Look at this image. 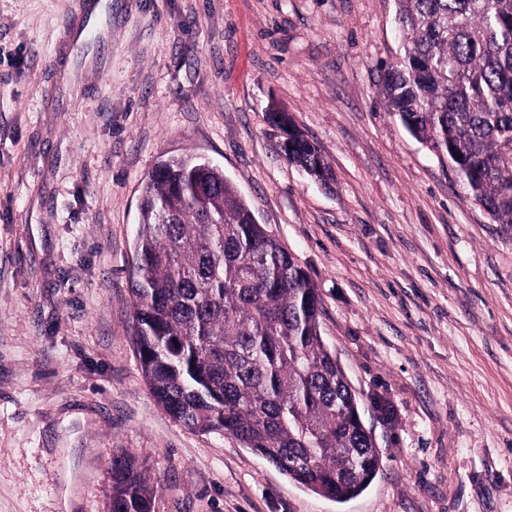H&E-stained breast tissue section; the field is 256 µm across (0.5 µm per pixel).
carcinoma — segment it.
Returning a JSON list of instances; mask_svg holds the SVG:
<instances>
[{"label":"carcinoma","mask_w":512,"mask_h":512,"mask_svg":"<svg viewBox=\"0 0 512 512\" xmlns=\"http://www.w3.org/2000/svg\"><path fill=\"white\" fill-rule=\"evenodd\" d=\"M397 4L404 54L384 70L383 97L512 240V0ZM286 159L330 180L300 132ZM133 257V340L156 402L314 494L360 495L381 457L321 334L317 288L224 172L192 155L161 161L142 188ZM155 494L135 459L112 460L109 512H152Z\"/></svg>","instance_id":"obj_1"}]
</instances>
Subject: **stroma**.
I'll list each match as a JSON object with an SVG mask.
<instances>
[{
    "label": "stroma",
    "instance_id": "35a3bbf8",
    "mask_svg": "<svg viewBox=\"0 0 512 512\" xmlns=\"http://www.w3.org/2000/svg\"><path fill=\"white\" fill-rule=\"evenodd\" d=\"M73 6L0 0V512H108L123 455L153 512H512V241L384 102L396 0H112L86 67ZM274 108L328 185L281 154ZM179 154L222 169L314 282L382 453L357 498L155 402L129 279L141 186ZM285 157L314 180L324 184L330 180V168L322 153L299 131L296 136L288 138V155Z\"/></svg>",
    "mask_w": 512,
    "mask_h": 512
}]
</instances>
